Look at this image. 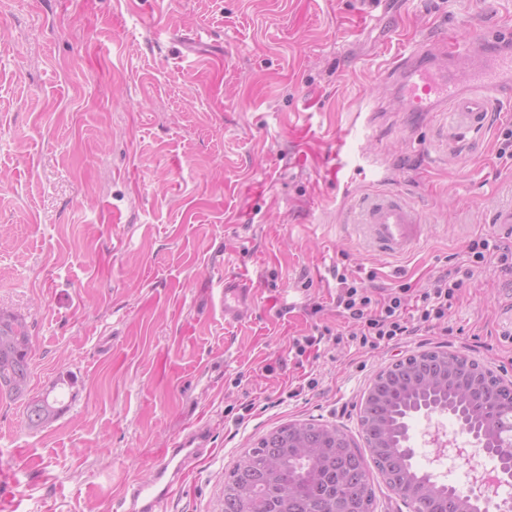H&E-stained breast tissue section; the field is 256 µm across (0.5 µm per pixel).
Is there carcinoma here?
<instances>
[{
	"label": "carcinoma",
	"instance_id": "carcinoma-1",
	"mask_svg": "<svg viewBox=\"0 0 512 512\" xmlns=\"http://www.w3.org/2000/svg\"><path fill=\"white\" fill-rule=\"evenodd\" d=\"M33 348L26 322L0 309V399L27 395ZM430 376L436 400L472 413V426H488L496 444L512 443V382L462 354L424 350L401 360L373 381L362 403L361 426L367 451L345 433L316 423L301 429L278 427L237 461L224 482V512H373L369 482L375 467L386 485L401 494L412 512H448L456 500L423 496L416 487L441 481L413 467L404 446L406 410L425 396ZM63 411L56 396L28 399L26 424L44 428Z\"/></svg>",
	"mask_w": 512,
	"mask_h": 512
}]
</instances>
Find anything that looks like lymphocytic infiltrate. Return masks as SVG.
Wrapping results in <instances>:
<instances>
[{
	"mask_svg": "<svg viewBox=\"0 0 512 512\" xmlns=\"http://www.w3.org/2000/svg\"><path fill=\"white\" fill-rule=\"evenodd\" d=\"M489 264L512 274L511 239L472 240L461 274L443 272L430 287L418 291L406 286L375 288L347 274H337L336 309L347 323L346 330L335 333L325 327L294 338L293 357L303 360L325 341L337 347L374 351L399 344L410 336L447 335L448 311L458 299L464 279Z\"/></svg>",
	"mask_w": 512,
	"mask_h": 512,
	"instance_id": "obj_1",
	"label": "lymphocytic infiltrate"
}]
</instances>
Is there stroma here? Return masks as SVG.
I'll return each mask as SVG.
<instances>
[{"label":"stroma","instance_id":"35a3bbf8","mask_svg":"<svg viewBox=\"0 0 512 512\" xmlns=\"http://www.w3.org/2000/svg\"><path fill=\"white\" fill-rule=\"evenodd\" d=\"M450 31L512 36V0H0V308L33 337L31 395L76 380L48 428L0 400V512H111L193 422L212 453L167 512H222L228 471L270 430L361 442L368 387L414 353L512 381V276L492 266L465 280L449 336L288 356L343 327L336 270L419 290L499 235L512 109L462 133L448 110L402 111L387 79ZM389 189L427 224L398 259L356 230ZM230 280L251 296L234 322Z\"/></svg>","mask_w":512,"mask_h":512}]
</instances>
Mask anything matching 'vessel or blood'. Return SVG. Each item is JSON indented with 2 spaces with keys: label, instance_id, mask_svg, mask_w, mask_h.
<instances>
[{
  "label": "vessel or blood",
  "instance_id": "1",
  "mask_svg": "<svg viewBox=\"0 0 512 512\" xmlns=\"http://www.w3.org/2000/svg\"><path fill=\"white\" fill-rule=\"evenodd\" d=\"M435 52L407 56L395 67V84L408 111L451 110L462 130L483 127L493 104L512 99V52L494 40L458 41L444 36ZM420 212L404 195L384 191L365 207L358 232L371 247L387 257L409 254L424 236ZM247 289L224 291V317L238 319L245 309ZM207 428L188 425L154 463L148 479H132L114 502V512H164L176 485L210 450Z\"/></svg>",
  "mask_w": 512,
  "mask_h": 512
}]
</instances>
